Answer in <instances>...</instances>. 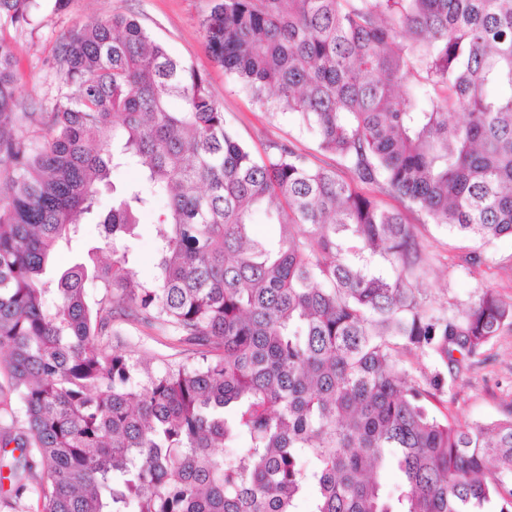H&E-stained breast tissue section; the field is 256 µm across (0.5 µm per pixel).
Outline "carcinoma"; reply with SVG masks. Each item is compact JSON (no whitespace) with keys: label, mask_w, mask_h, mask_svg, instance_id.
Returning a JSON list of instances; mask_svg holds the SVG:
<instances>
[{"label":"carcinoma","mask_w":512,"mask_h":512,"mask_svg":"<svg viewBox=\"0 0 512 512\" xmlns=\"http://www.w3.org/2000/svg\"><path fill=\"white\" fill-rule=\"evenodd\" d=\"M38 7L0 0V32L35 30ZM200 27L213 62L263 111L297 115L351 180L286 144L255 155L206 76L133 13L60 38L55 98L24 126L0 36V455L14 504L512 512V414L470 424L431 409L444 371L512 329V298L485 287L436 312L411 226L358 191L473 240L512 236V0H213ZM127 165L140 178L118 190ZM104 190L116 197L100 213ZM157 197L155 275L139 282L135 228ZM259 211L278 238L256 237ZM87 216L112 261L93 247L47 275ZM125 322L197 360L154 370L114 350ZM406 353L434 369L418 380Z\"/></svg>","instance_id":"obj_1"}]
</instances>
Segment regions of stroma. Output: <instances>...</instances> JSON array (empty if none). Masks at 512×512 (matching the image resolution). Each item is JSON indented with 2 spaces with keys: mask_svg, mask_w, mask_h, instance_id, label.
Instances as JSON below:
<instances>
[{
  "mask_svg": "<svg viewBox=\"0 0 512 512\" xmlns=\"http://www.w3.org/2000/svg\"><path fill=\"white\" fill-rule=\"evenodd\" d=\"M211 6L212 0H68L59 11L55 0H43L40 24L34 32L6 33L15 47L17 95L22 111L49 109L53 91L50 64L63 31L131 11L173 57L207 76L212 93L223 105L227 122L239 140L258 151L271 143L285 142L307 154L314 164L335 167L334 157L318 150L313 134L295 115L273 117L262 112L222 69L213 65L199 29L201 18ZM362 191L381 206L400 211L412 227L422 246L420 283L435 309L452 310L453 306L467 303L478 288L485 286L512 297L511 237L480 245L449 233L446 226L432 223L424 213L378 187L366 185ZM166 207V199H157L153 209L140 217L136 252L129 263L136 279L146 280L152 275L155 226ZM116 343L132 346L136 355L156 366L180 357L166 336L145 334L133 325L123 326ZM433 409L439 416L463 422H489L511 414L512 330H503L490 346L472 358L448 393L434 400Z\"/></svg>",
  "mask_w": 512,
  "mask_h": 512,
  "instance_id": "stroma-1",
  "label": "stroma"
}]
</instances>
